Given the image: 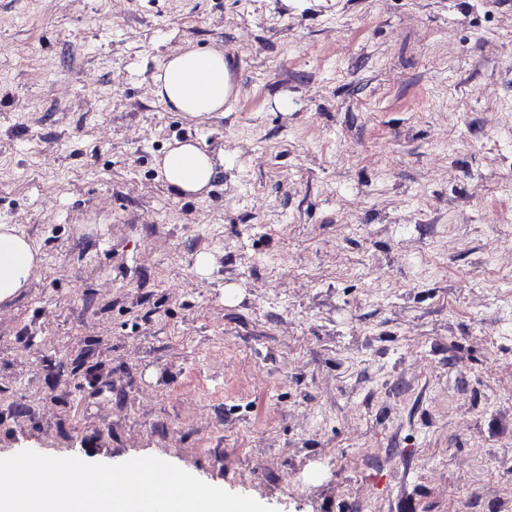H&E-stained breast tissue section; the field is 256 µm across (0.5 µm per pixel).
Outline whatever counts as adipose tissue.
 Segmentation results:
<instances>
[{"mask_svg": "<svg viewBox=\"0 0 512 512\" xmlns=\"http://www.w3.org/2000/svg\"><path fill=\"white\" fill-rule=\"evenodd\" d=\"M230 58L218 48L187 46L168 55L153 77V92L169 110L197 119L223 111ZM165 182L178 194L209 190L216 162L192 140L175 141L159 161ZM41 262L35 245L9 224H0V305L13 302L29 285Z\"/></svg>", "mask_w": 512, "mask_h": 512, "instance_id": "adipose-tissue-1", "label": "adipose tissue"}]
</instances>
